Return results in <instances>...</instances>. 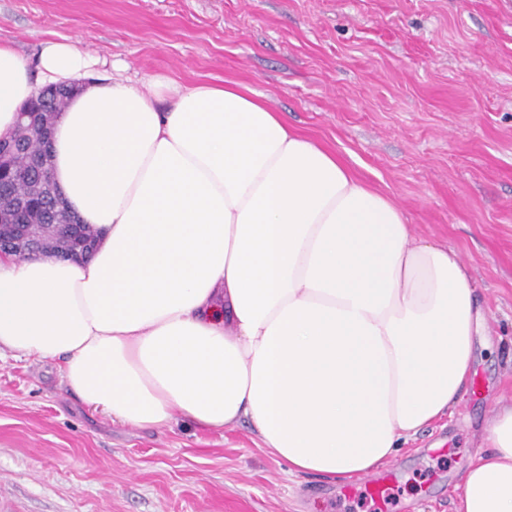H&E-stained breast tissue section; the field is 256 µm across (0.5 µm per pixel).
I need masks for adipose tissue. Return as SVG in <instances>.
I'll return each instance as SVG.
<instances>
[{"instance_id": "obj_1", "label": "adipose tissue", "mask_w": 512, "mask_h": 512, "mask_svg": "<svg viewBox=\"0 0 512 512\" xmlns=\"http://www.w3.org/2000/svg\"><path fill=\"white\" fill-rule=\"evenodd\" d=\"M75 42L0 41V138L37 85L75 86L50 172L92 258L0 256V353L60 363L113 421H248L289 474L377 469L445 416L485 319L468 267L398 202L237 84L147 86ZM454 512H512V405Z\"/></svg>"}]
</instances>
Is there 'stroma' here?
<instances>
[{
  "label": "stroma",
  "instance_id": "stroma-1",
  "mask_svg": "<svg viewBox=\"0 0 512 512\" xmlns=\"http://www.w3.org/2000/svg\"><path fill=\"white\" fill-rule=\"evenodd\" d=\"M70 38L146 81L249 87L454 249L487 319L480 392L396 456L383 500L292 477L249 424L112 421L59 363L0 356V512H451L484 427L512 401V0H0L35 63Z\"/></svg>",
  "mask_w": 512,
  "mask_h": 512
}]
</instances>
